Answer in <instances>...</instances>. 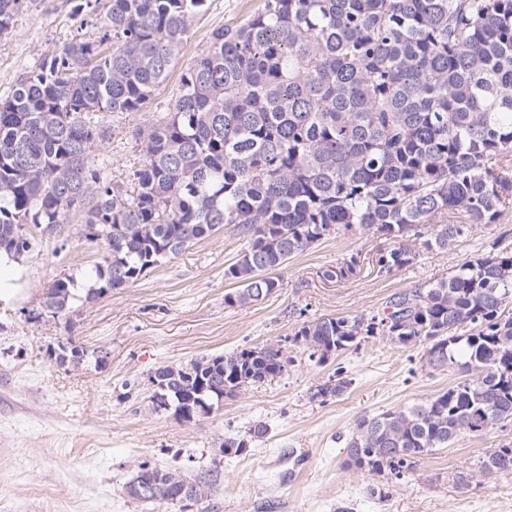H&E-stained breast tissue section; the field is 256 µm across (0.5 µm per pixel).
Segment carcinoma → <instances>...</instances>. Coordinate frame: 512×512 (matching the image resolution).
Segmentation results:
<instances>
[{"label": "carcinoma", "mask_w": 512, "mask_h": 512, "mask_svg": "<svg viewBox=\"0 0 512 512\" xmlns=\"http://www.w3.org/2000/svg\"><path fill=\"white\" fill-rule=\"evenodd\" d=\"M26 2L0 0V37ZM72 2L92 36L45 56L0 99V254L20 259L31 228L51 224L65 242L103 240L86 301L228 224L244 245L224 269L238 285L224 303L244 306L329 237L384 238L377 265L389 273L414 261L413 243L444 250L512 209V0H261L210 32L167 115L135 133L142 165L127 184L109 172L107 117L149 106L207 0ZM358 264L351 253L324 277ZM77 299L73 279L58 277L42 307L67 314ZM296 336L319 363L371 337L424 342L438 357H420L422 367L464 373L425 401L355 421L348 464L371 475L399 479L411 460L512 421V251L465 261L375 314L307 320ZM289 363L266 344L163 365L153 405L175 416L199 400L215 409ZM347 386L338 367L314 396ZM474 466L477 477L511 473L512 441ZM159 472L156 503L182 484L198 503L216 484L139 470Z\"/></svg>", "instance_id": "cac0c4a2"}]
</instances>
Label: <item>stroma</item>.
Instances as JSON below:
<instances>
[{
  "label": "stroma",
  "instance_id": "obj_1",
  "mask_svg": "<svg viewBox=\"0 0 512 512\" xmlns=\"http://www.w3.org/2000/svg\"><path fill=\"white\" fill-rule=\"evenodd\" d=\"M259 4L208 0L151 105L110 117L113 181L128 182L140 168L133 134L167 112L198 43ZM79 27L71 0H34L20 12L0 39V97ZM384 247L383 239L358 232L324 239L281 271L269 297L229 307L224 296L235 286L224 270L242 242L227 225L129 287L76 300L69 314L54 317L41 307L47 285L70 276L86 290L106 245L41 238L17 264L0 267V289L13 293L9 305L0 304V512H180L128 495L126 485L144 462L197 479L216 477L210 500L194 512H512L511 473L473 476L475 460L512 440V422L416 458L400 479L346 463L357 418L433 397L455 384L459 372L421 370L420 344L375 337L320 364L295 341L306 320L381 311L394 294L446 279L464 261L512 250V210L447 249L418 250L400 270L379 272L376 257ZM356 252L358 275L337 283L323 278L326 266ZM263 344L282 347L290 360L272 383L241 390L192 424L153 409L151 376L158 366ZM74 347L83 353L80 362L58 364L61 349ZM338 369L349 388L317 398V386ZM259 423L267 432L250 438L246 452L218 457L224 438L250 437Z\"/></svg>",
  "mask_w": 512,
  "mask_h": 512
}]
</instances>
